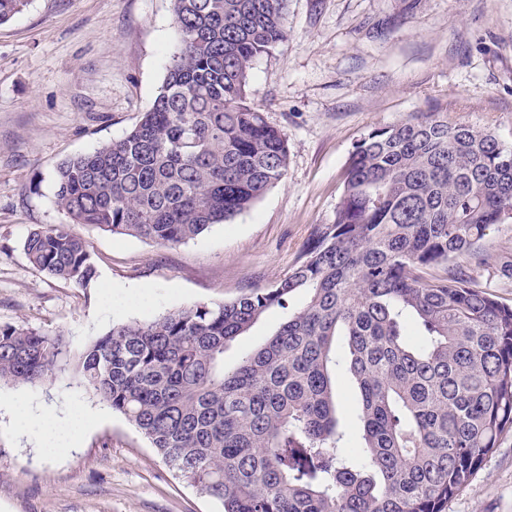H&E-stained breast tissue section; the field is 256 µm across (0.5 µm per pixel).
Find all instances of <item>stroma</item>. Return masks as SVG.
Returning a JSON list of instances; mask_svg holds the SVG:
<instances>
[{"instance_id": "obj_1", "label": "stroma", "mask_w": 512, "mask_h": 512, "mask_svg": "<svg viewBox=\"0 0 512 512\" xmlns=\"http://www.w3.org/2000/svg\"><path fill=\"white\" fill-rule=\"evenodd\" d=\"M176 35L174 0H29L0 24V325L63 335L82 350L112 325L218 304L287 274L314 225L329 224L351 152L368 132L443 110L512 147V0H288V36L256 59L247 94L288 140L284 180L231 223L163 247L79 224L89 287L34 268L22 243L64 223L54 173L119 140L152 105ZM473 276L512 306V220L490 228ZM112 288L105 302L103 288ZM61 421L78 442L45 453L11 401ZM0 512H223L123 415L70 375L0 383ZM448 512H512V433Z\"/></svg>"}]
</instances>
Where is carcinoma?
I'll use <instances>...</instances> for the list:
<instances>
[{
  "label": "carcinoma",
  "mask_w": 512,
  "mask_h": 512,
  "mask_svg": "<svg viewBox=\"0 0 512 512\" xmlns=\"http://www.w3.org/2000/svg\"><path fill=\"white\" fill-rule=\"evenodd\" d=\"M27 5L0 0V24ZM175 14L151 108L55 170L66 222L23 242L54 278L95 277L75 224L176 245L286 175V137L246 84L283 41L288 0H175ZM507 219L512 147L439 112L410 116L354 147L333 222L314 226L283 278L114 324L72 358L59 334L0 327V382L71 373L224 512H447L512 431V307L469 274L483 262L475 245ZM273 308L288 310L284 321L226 366L225 351ZM341 367L357 390V438L338 411Z\"/></svg>",
  "instance_id": "1"
}]
</instances>
